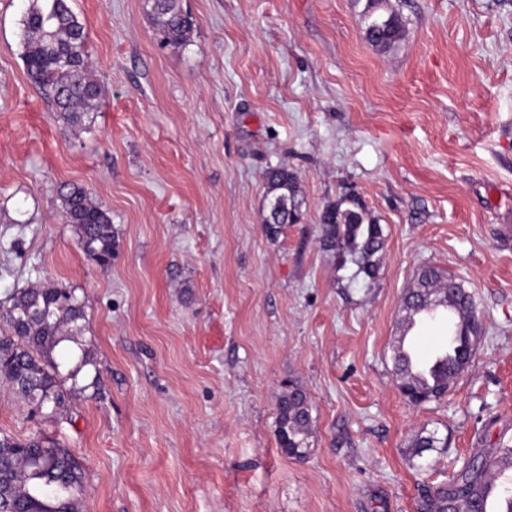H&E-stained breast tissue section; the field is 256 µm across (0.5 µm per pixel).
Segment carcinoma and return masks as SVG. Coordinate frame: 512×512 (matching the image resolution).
<instances>
[{
  "instance_id": "carcinoma-1",
  "label": "carcinoma",
  "mask_w": 512,
  "mask_h": 512,
  "mask_svg": "<svg viewBox=\"0 0 512 512\" xmlns=\"http://www.w3.org/2000/svg\"><path fill=\"white\" fill-rule=\"evenodd\" d=\"M381 5L383 0H366V34L373 44L387 49L402 25L397 14L380 13ZM151 19L161 45L179 49L186 44L193 23L179 0H153ZM22 25L27 73L53 111L74 124L98 111L102 86L88 76V35L68 0H33ZM264 180L271 194L269 228L297 223L301 212L294 173L274 168ZM61 199L66 221L75 226L84 252L100 264L108 263L113 250L108 212L77 185L62 192ZM321 221L324 246L334 253L337 265L356 266L350 281L375 278L385 236L359 198L344 194L340 203L323 210ZM404 306L410 312L409 330L423 317L448 319V344L428 363L415 364L403 346L394 357L401 393L418 396L422 405L444 395L468 365L479 313L463 284L433 266L421 269L417 288L409 292ZM83 317V306L73 291L33 286L16 293L5 313L7 331L0 333V386L41 411L57 414L71 394L65 383L93 364L86 351L75 369L64 375L65 356L55 354L60 343L77 335ZM278 411L282 452L296 459L307 457L312 421L308 394L300 386H289ZM511 467L512 448H480L448 481L422 485L417 512H486L484 501L495 489V475ZM82 479L81 466L69 449L49 446L38 435L21 440L0 436V512H78Z\"/></svg>"
}]
</instances>
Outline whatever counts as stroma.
Segmentation results:
<instances>
[{"mask_svg": "<svg viewBox=\"0 0 512 512\" xmlns=\"http://www.w3.org/2000/svg\"><path fill=\"white\" fill-rule=\"evenodd\" d=\"M365 4L180 0L194 27L173 50L147 0H70L104 98L68 124L27 74L29 0H0V314L37 282L74 290L100 377L52 418L0 392V434L69 449L79 512H417L420 484L512 447V0H386L387 50ZM272 167L302 214L274 230ZM70 185L111 216L110 265L67 223ZM349 191L386 236L372 280L322 246ZM425 265L481 320L447 395L416 407L392 356ZM292 382L304 459L278 444ZM382 0H366L364 16L367 19L366 34L368 39L378 47L387 49L400 35L401 19L396 13H380ZM278 442L283 453L296 459L306 458L310 448L311 404L300 386H289L279 401Z\"/></svg>", "mask_w": 512, "mask_h": 512, "instance_id": "stroma-1", "label": "stroma"}]
</instances>
